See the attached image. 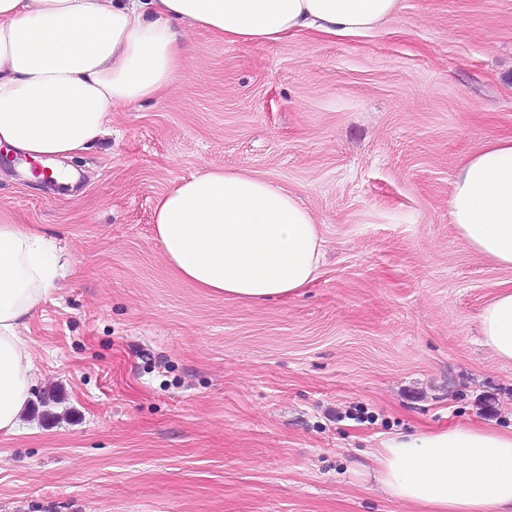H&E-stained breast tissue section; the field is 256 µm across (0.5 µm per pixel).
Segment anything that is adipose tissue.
Listing matches in <instances>:
<instances>
[{
  "label": "adipose tissue",
  "instance_id": "ef3b65f1",
  "mask_svg": "<svg viewBox=\"0 0 512 512\" xmlns=\"http://www.w3.org/2000/svg\"><path fill=\"white\" fill-rule=\"evenodd\" d=\"M399 0H0V144L33 160L71 158L108 132L110 113L150 101L181 68L182 27L230 42L315 32L356 37ZM448 218L467 245L512 268V136L459 163ZM172 274L245 303L294 296L316 280L322 241L298 196L242 171L183 181L155 206ZM38 229L0 220V432L17 434L32 395L20 331L54 289ZM484 343L512 361V286L479 314ZM373 479L417 512H512V426L396 433L371 450Z\"/></svg>",
  "mask_w": 512,
  "mask_h": 512
}]
</instances>
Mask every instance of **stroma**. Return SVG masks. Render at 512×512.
<instances>
[{
    "label": "stroma",
    "instance_id": "35a3bbf8",
    "mask_svg": "<svg viewBox=\"0 0 512 512\" xmlns=\"http://www.w3.org/2000/svg\"><path fill=\"white\" fill-rule=\"evenodd\" d=\"M182 41L173 84L67 159L75 188L0 147V217L61 261L24 333L0 512H413L372 484L377 437L512 426V362L478 321L512 269L448 219L462 157L512 134V0H400L361 37ZM214 169L299 196L324 240L308 288L246 304L171 275L155 202Z\"/></svg>",
    "mask_w": 512,
    "mask_h": 512
}]
</instances>
